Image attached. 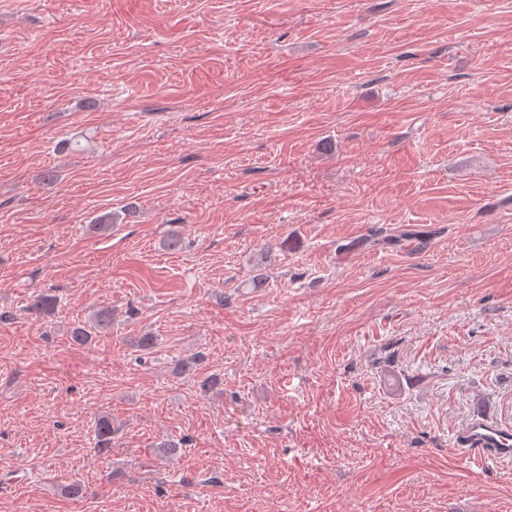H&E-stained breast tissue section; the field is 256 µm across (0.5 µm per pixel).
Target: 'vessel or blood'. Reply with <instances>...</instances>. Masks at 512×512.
Returning <instances> with one entry per match:
<instances>
[{
	"label": "vessel or blood",
	"instance_id": "vessel-or-blood-1",
	"mask_svg": "<svg viewBox=\"0 0 512 512\" xmlns=\"http://www.w3.org/2000/svg\"><path fill=\"white\" fill-rule=\"evenodd\" d=\"M457 452L471 463L512 461V426L475 411L456 437Z\"/></svg>",
	"mask_w": 512,
	"mask_h": 512
}]
</instances>
